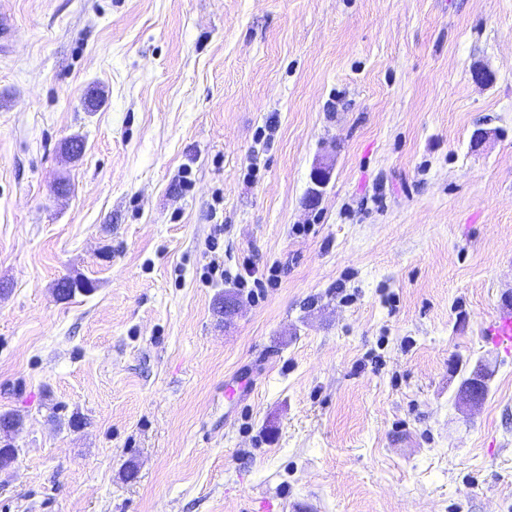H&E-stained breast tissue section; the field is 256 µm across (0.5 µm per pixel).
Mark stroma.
I'll return each mask as SVG.
<instances>
[{"label":"stroma","instance_id":"obj_1","mask_svg":"<svg viewBox=\"0 0 512 512\" xmlns=\"http://www.w3.org/2000/svg\"><path fill=\"white\" fill-rule=\"evenodd\" d=\"M9 6L0 512H512V0ZM484 341L506 354L512 352V305L505 302L497 307L496 314L480 329ZM484 381H486L485 372L478 367L474 368L470 373L468 390L463 389L460 394V400L465 406L477 407L481 404V393Z\"/></svg>","mask_w":512,"mask_h":512}]
</instances>
